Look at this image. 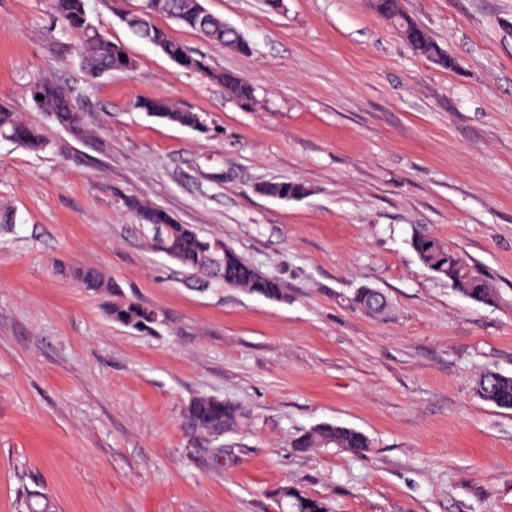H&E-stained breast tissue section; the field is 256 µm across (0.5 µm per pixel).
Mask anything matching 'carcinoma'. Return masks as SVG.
<instances>
[{
    "instance_id": "obj_1",
    "label": "carcinoma",
    "mask_w": 512,
    "mask_h": 512,
    "mask_svg": "<svg viewBox=\"0 0 512 512\" xmlns=\"http://www.w3.org/2000/svg\"><path fill=\"white\" fill-rule=\"evenodd\" d=\"M126 27L138 38L156 45L169 59L184 69L200 73L222 86L237 103L252 107L256 88L247 79L229 71H216L203 60L194 57L156 18L167 16L196 31L217 48L236 42L238 31L224 24V20L210 12L200 11V0H155V7L146 12L123 7L125 0H105ZM51 14L66 33L77 36L78 51L90 78H100L113 71H130L135 63L126 47L108 39L92 22L87 0H48ZM374 12L389 21L404 40L420 56L444 69H453L456 59L442 48L420 24L410 18L401 0H371ZM28 93L36 111L76 137L90 139L95 129L87 126L81 117L73 91L44 78L33 79ZM138 108L153 117L182 127L197 128L201 118L196 112L182 108L167 99H147ZM0 139L14 142L32 151L47 147L41 128L19 112L0 106ZM259 193L280 200H298L307 195L304 183L296 181H269L258 187ZM125 206L138 223L152 232L151 241L169 258L178 262L191 275H207L229 288H238L268 300L287 298L284 284L258 272L219 239L200 236L190 224H178L163 208L137 198L125 200ZM419 261L436 275L448 279L455 289L480 304H491L496 293L489 282L448 247L447 243L431 235L418 233L410 240ZM59 274L69 278L93 293L112 295L105 312L115 324L140 333H151L167 323L165 315L149 306L121 296L99 270L91 267L60 264ZM353 301L365 313L380 319L390 316L388 297L377 288L363 287ZM476 396L499 408L512 409V376L486 371L475 383ZM251 421L250 413L238 403L215 396L195 398L186 408V426L196 436L209 442L223 434L235 431ZM298 452L315 448H343L362 454L370 447L366 436L350 427L322 424L297 435L292 442ZM279 512H325L321 501L308 496L295 485H285L275 494Z\"/></svg>"
}]
</instances>
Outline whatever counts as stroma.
I'll return each instance as SVG.
<instances>
[{"instance_id": "stroma-1", "label": "stroma", "mask_w": 512, "mask_h": 512, "mask_svg": "<svg viewBox=\"0 0 512 512\" xmlns=\"http://www.w3.org/2000/svg\"><path fill=\"white\" fill-rule=\"evenodd\" d=\"M250 43L215 49L158 24L214 69L257 88L241 108L136 37L105 0L89 13L131 71L89 80L47 0H0V105L40 123L47 147L0 139V512H277L300 486L327 512H512V409L476 379L512 376V0H402L457 59L415 54L369 0H201ZM71 86L81 140L36 112L34 78ZM197 112L198 129L148 116L141 99ZM298 180L282 202L256 191ZM136 197L223 240L281 280L276 302L212 283L150 243ZM418 231L442 239L495 289L477 304L426 269ZM100 270L161 310L147 334L112 323L104 296L56 275ZM383 291L388 319L355 306ZM230 399L249 425L211 446L184 413ZM323 423L361 431L360 456L295 451ZM259 193L280 200H298L307 195L304 183L296 181H269L258 187ZM476 396L499 408L512 409V376L485 371L475 383Z\"/></svg>"}]
</instances>
